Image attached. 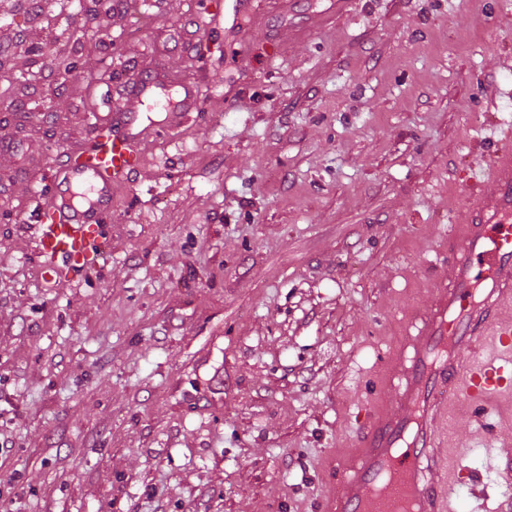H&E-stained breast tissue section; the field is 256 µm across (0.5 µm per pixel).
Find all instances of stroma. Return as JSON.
Wrapping results in <instances>:
<instances>
[{"instance_id":"obj_1","label":"stroma","mask_w":512,"mask_h":512,"mask_svg":"<svg viewBox=\"0 0 512 512\" xmlns=\"http://www.w3.org/2000/svg\"><path fill=\"white\" fill-rule=\"evenodd\" d=\"M106 5L0 0V512H320L512 135V0ZM127 111L111 247L48 275L51 168ZM440 433L492 512L512 403ZM168 103L169 115L176 118L183 112H198L200 107L199 89L183 88L178 99L174 100L169 94L164 93Z\"/></svg>"}]
</instances>
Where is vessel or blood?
<instances>
[{
  "mask_svg": "<svg viewBox=\"0 0 512 512\" xmlns=\"http://www.w3.org/2000/svg\"><path fill=\"white\" fill-rule=\"evenodd\" d=\"M199 92L183 89L168 102L171 117L198 111ZM139 116L125 114L120 132L93 140L66 165L67 190L57 215L38 226L40 252L80 272L110 247L103 219L111 190L140 163ZM493 189L477 197L462 231L448 237L450 284L434 289L415 336L395 369L390 410L373 414L360 448L322 512H455L451 485L462 477L458 457L438 440L444 415L459 397L486 406L512 390V147L485 171Z\"/></svg>",
  "mask_w": 512,
  "mask_h": 512,
  "instance_id": "obj_1",
  "label": "vessel or blood"
}]
</instances>
